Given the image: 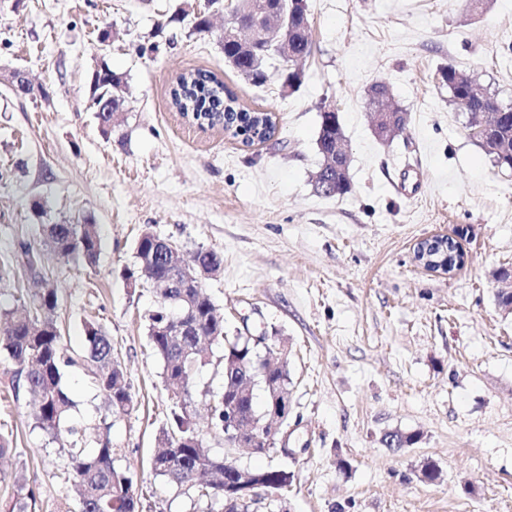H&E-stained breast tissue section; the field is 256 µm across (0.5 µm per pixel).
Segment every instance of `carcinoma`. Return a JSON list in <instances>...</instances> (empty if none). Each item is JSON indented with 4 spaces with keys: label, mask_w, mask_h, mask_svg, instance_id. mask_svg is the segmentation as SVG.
Masks as SVG:
<instances>
[{
    "label": "carcinoma",
    "mask_w": 512,
    "mask_h": 512,
    "mask_svg": "<svg viewBox=\"0 0 512 512\" xmlns=\"http://www.w3.org/2000/svg\"><path fill=\"white\" fill-rule=\"evenodd\" d=\"M288 14V56H283L277 43L265 34L256 35L251 48L232 42L224 44V59L254 85L267 80L269 60L282 62L283 83L292 76L293 65L312 54L310 17L295 14L291 0H274ZM268 6L264 0H234V14L247 19L256 10ZM442 79L448 87L452 104L462 114L469 112L497 113L494 121L485 125L476 136L479 147L489 157L492 166L501 172L512 171V103L499 98L479 100L471 96L474 79L448 65L441 68ZM93 95L103 100L112 95V111L98 113L99 127L104 134L112 132V114L123 110L127 83L123 74L104 64L92 79ZM172 105L180 112H192V120L200 124L227 125L228 134L250 147L274 136L276 124L241 104L224 82L208 71L196 70L176 77L170 90ZM344 133L335 112L321 113L316 140L321 162L315 175V191L324 196H343L351 191L349 155L336 156L335 143ZM46 242L61 262L83 261L94 264L101 249L97 225L89 220L82 224L45 225ZM135 257H150L146 282L153 286L157 301L147 311L145 319L149 343L158 356L165 384L185 391L183 398L173 399L172 419L162 427L158 436L159 450L153 456V471L173 487L193 490L201 499L224 501V480L233 478V472L224 469V459L209 454L203 448L204 434L188 413L194 377L200 367L208 363L206 348L198 346L192 336H170L165 331L172 314L182 311L199 325L202 335L216 340L224 358L234 357L247 362L254 359L253 350L240 336H230L224 329V318L217 315L216 306L203 289L188 292L182 300V289H170L162 294L171 269L163 258L162 246L143 233L135 244ZM58 297L47 288L21 304V314L9 310L0 312V352H5L17 365V376L24 378L32 398L37 426L51 440L68 446L67 459L70 476L79 488L78 512H140L132 477L114 464L112 444L108 436L98 439V448L92 455L77 447L81 432L76 427H64L73 407V401L62 389V371L75 363L68 355L57 326L55 313ZM85 348L81 360L93 375L98 390L105 396L114 415L126 414L133 407V396L125 382L124 371L112 370L120 365L114 356L112 342L103 326L89 322L85 326ZM243 373L236 369L223 373L222 389L209 392L210 428L219 434L224 427V407L235 406L243 412L259 415L256 392L259 385L242 397ZM419 435L394 432L384 437L389 448L414 445Z\"/></svg>",
    "instance_id": "carcinoma-1"
}]
</instances>
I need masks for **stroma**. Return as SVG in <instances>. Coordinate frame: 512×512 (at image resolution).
<instances>
[{
	"mask_svg": "<svg viewBox=\"0 0 512 512\" xmlns=\"http://www.w3.org/2000/svg\"><path fill=\"white\" fill-rule=\"evenodd\" d=\"M208 0H0V72L25 71L34 93L0 82V307L18 291L56 288L64 345L84 347L100 323L134 405L113 416L82 365L65 368L70 423L94 453L108 434L143 512H223L151 469L173 402L147 338L154 297L134 278L143 230L184 255L224 257L206 291L229 334L266 333L291 377L282 496L251 512H512V311L494 273L512 268V173L498 172L466 130L440 76L451 65L512 102V0H307L313 53L294 91L278 71L264 85L224 64L223 15L192 29ZM115 36L102 44L100 31ZM122 73L119 125L102 134L90 107L94 72ZM207 70L277 130L243 147L221 128L185 122L171 104L177 74ZM378 81L406 110L403 132L377 140L368 90ZM338 111L351 192L316 193L322 107ZM98 224L96 264L59 262L45 224ZM458 236L464 264L425 270L414 246ZM42 253L29 267L22 244ZM16 365L0 354V512L24 471L31 512H75L65 449L32 415ZM419 434L399 450L390 431ZM438 483L421 479L426 463Z\"/></svg>",
	"mask_w": 512,
	"mask_h": 512,
	"instance_id": "obj_1",
	"label": "stroma"
}]
</instances>
